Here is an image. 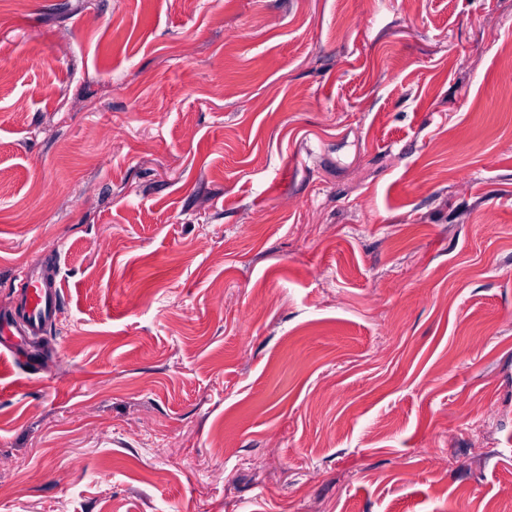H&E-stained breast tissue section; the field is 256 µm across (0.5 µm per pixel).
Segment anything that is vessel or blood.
I'll list each match as a JSON object with an SVG mask.
<instances>
[{"label":"vessel or blood","mask_w":512,"mask_h":512,"mask_svg":"<svg viewBox=\"0 0 512 512\" xmlns=\"http://www.w3.org/2000/svg\"><path fill=\"white\" fill-rule=\"evenodd\" d=\"M59 296L60 292L53 282L38 277L29 278L17 318L0 319V347L14 356L18 353V337L42 334Z\"/></svg>","instance_id":"obj_1"}]
</instances>
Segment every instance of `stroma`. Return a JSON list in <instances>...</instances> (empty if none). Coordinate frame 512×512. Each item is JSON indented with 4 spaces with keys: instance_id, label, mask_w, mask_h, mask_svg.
I'll return each instance as SVG.
<instances>
[{
    "instance_id": "35a3bbf8",
    "label": "stroma",
    "mask_w": 512,
    "mask_h": 512,
    "mask_svg": "<svg viewBox=\"0 0 512 512\" xmlns=\"http://www.w3.org/2000/svg\"><path fill=\"white\" fill-rule=\"evenodd\" d=\"M512 0H0V512H512ZM60 291L52 281L30 277L18 312V318L0 319V346L13 357L17 356L18 343L14 336L42 334L53 308L57 306Z\"/></svg>"
}]
</instances>
